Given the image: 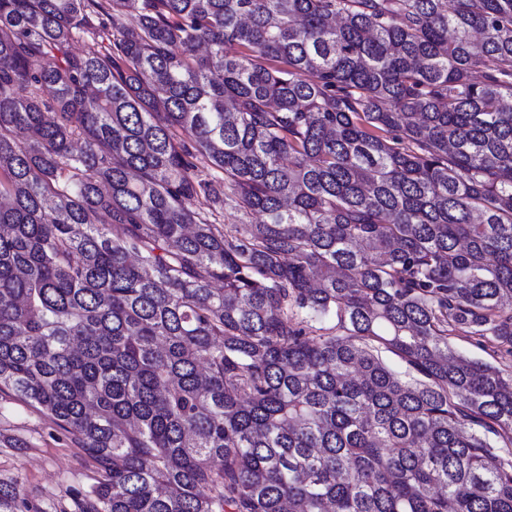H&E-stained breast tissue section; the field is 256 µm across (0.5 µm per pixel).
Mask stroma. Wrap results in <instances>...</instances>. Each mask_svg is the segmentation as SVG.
Listing matches in <instances>:
<instances>
[{"label":"stroma","mask_w":512,"mask_h":512,"mask_svg":"<svg viewBox=\"0 0 512 512\" xmlns=\"http://www.w3.org/2000/svg\"><path fill=\"white\" fill-rule=\"evenodd\" d=\"M94 459L23 400L0 393V480L17 482L31 512H73L71 493L87 489Z\"/></svg>","instance_id":"stroma-1"}]
</instances>
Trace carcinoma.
<instances>
[{
    "mask_svg": "<svg viewBox=\"0 0 512 512\" xmlns=\"http://www.w3.org/2000/svg\"><path fill=\"white\" fill-rule=\"evenodd\" d=\"M0 196L79 512H512V0H0Z\"/></svg>",
    "mask_w": 512,
    "mask_h": 512,
    "instance_id": "obj_1",
    "label": "carcinoma"
}]
</instances>
